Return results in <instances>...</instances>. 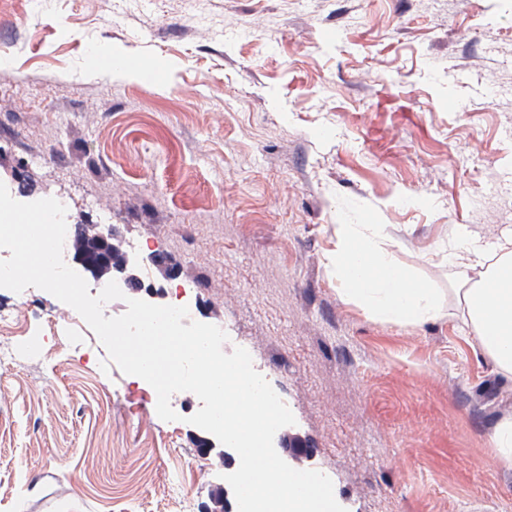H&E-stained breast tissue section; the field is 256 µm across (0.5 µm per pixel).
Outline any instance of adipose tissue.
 <instances>
[{
    "label": "adipose tissue",
    "mask_w": 512,
    "mask_h": 512,
    "mask_svg": "<svg viewBox=\"0 0 512 512\" xmlns=\"http://www.w3.org/2000/svg\"><path fill=\"white\" fill-rule=\"evenodd\" d=\"M331 265L343 295L372 315L397 325L420 326L439 313L429 283L401 267L379 241V224H341ZM458 267L460 320L478 338L497 369L512 374V237L488 243L459 235L448 251Z\"/></svg>",
    "instance_id": "adipose-tissue-1"
}]
</instances>
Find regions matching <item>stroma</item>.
Wrapping results in <instances>:
<instances>
[{
	"label": "stroma",
	"mask_w": 512,
	"mask_h": 512,
	"mask_svg": "<svg viewBox=\"0 0 512 512\" xmlns=\"http://www.w3.org/2000/svg\"><path fill=\"white\" fill-rule=\"evenodd\" d=\"M153 85L89 72L91 44ZM115 227L159 305L245 348L347 512H512L487 443L512 375L458 327L448 246L512 234V0H0V175ZM437 288L344 300L336 217ZM162 255L168 269L154 266ZM0 512H215L201 407L124 374L76 311L0 288Z\"/></svg>",
	"instance_id": "obj_1"
}]
</instances>
